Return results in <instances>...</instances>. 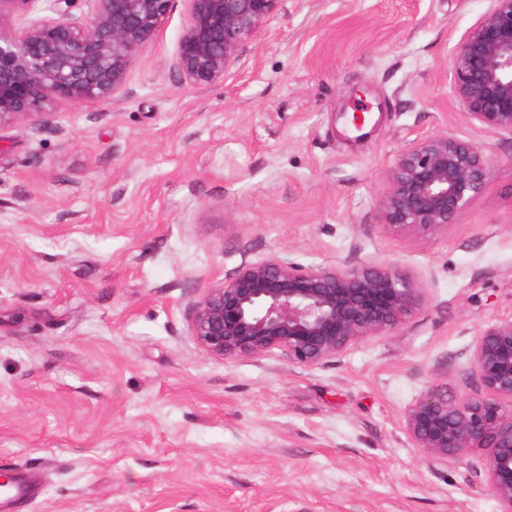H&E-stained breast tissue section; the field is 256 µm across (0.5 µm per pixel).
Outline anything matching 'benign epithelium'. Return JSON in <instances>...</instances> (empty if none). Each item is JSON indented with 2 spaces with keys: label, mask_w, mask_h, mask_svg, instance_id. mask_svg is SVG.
Masks as SVG:
<instances>
[{
  "label": "benign epithelium",
  "mask_w": 512,
  "mask_h": 512,
  "mask_svg": "<svg viewBox=\"0 0 512 512\" xmlns=\"http://www.w3.org/2000/svg\"><path fill=\"white\" fill-rule=\"evenodd\" d=\"M0 0V125L37 124L59 105H109L137 56L165 24L172 0ZM189 22L175 63L197 85L224 82L243 42L284 0H186ZM493 7L468 32L454 62V87L466 117L512 131V0ZM489 168L478 148L431 137L400 154L383 173L380 224L425 237L451 223L481 192ZM424 298L419 280L395 263L304 267L272 255L244 261L224 282L189 301V336L208 357L234 361L280 353L315 368L354 343L389 333ZM469 374L478 388L459 400L432 389L404 414L414 447L441 462L485 450L482 481L512 512V318L478 330Z\"/></svg>",
  "instance_id": "1"
}]
</instances>
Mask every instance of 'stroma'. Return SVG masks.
<instances>
[{"label": "stroma", "mask_w": 512, "mask_h": 512, "mask_svg": "<svg viewBox=\"0 0 512 512\" xmlns=\"http://www.w3.org/2000/svg\"><path fill=\"white\" fill-rule=\"evenodd\" d=\"M492 5L284 0L195 85L173 0L115 103L0 126V463L35 490L10 512H502L484 450L437 462L403 425L474 390L478 329L512 316V132L452 74ZM443 136L481 151L479 197L425 237L382 226L383 172ZM273 254L395 262L424 300L313 369L206 356L189 300Z\"/></svg>", "instance_id": "stroma-1"}]
</instances>
